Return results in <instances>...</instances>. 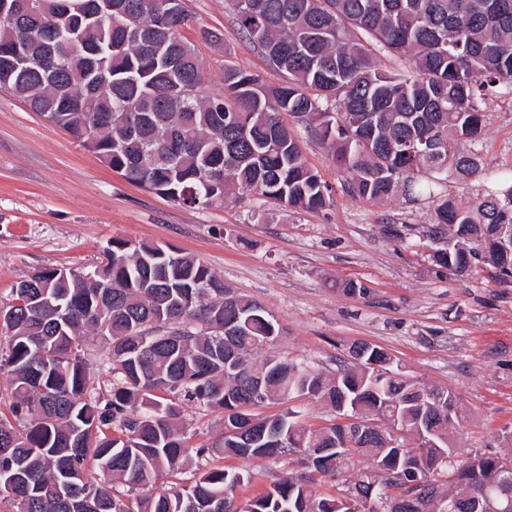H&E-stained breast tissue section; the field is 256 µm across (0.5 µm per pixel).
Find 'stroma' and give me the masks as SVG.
I'll use <instances>...</instances> for the list:
<instances>
[{
	"instance_id": "1",
	"label": "stroma",
	"mask_w": 512,
	"mask_h": 512,
	"mask_svg": "<svg viewBox=\"0 0 512 512\" xmlns=\"http://www.w3.org/2000/svg\"><path fill=\"white\" fill-rule=\"evenodd\" d=\"M186 4L190 20L181 35L203 63V95L223 89L228 62L277 81L260 50L239 35L226 0ZM483 112L474 145L480 173L440 181L432 198L400 192L380 203L348 194L328 146L287 118L308 164L335 191L333 207L315 213L249 193L209 207L174 203L126 181L0 93V307L38 269L96 265L112 239L169 245L275 316L282 331L272 354L331 375L350 344H373L403 374L462 399L470 418L456 437L459 459L503 453L499 434L512 430V278L497 280L483 264L471 276L448 273L435 264L427 235L438 197L469 207L495 182L512 181V92L490 97ZM348 280L367 285L368 294L345 293ZM290 411L313 426L335 417L324 400L305 396L260 409ZM223 465L253 476L236 492L241 508L298 467L268 458Z\"/></svg>"
}]
</instances>
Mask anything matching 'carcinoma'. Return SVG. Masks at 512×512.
<instances>
[{"mask_svg": "<svg viewBox=\"0 0 512 512\" xmlns=\"http://www.w3.org/2000/svg\"><path fill=\"white\" fill-rule=\"evenodd\" d=\"M17 2L0 0V90L127 181L190 207L244 192L314 212L333 205L282 112L329 146L350 194L430 195L432 172H479L478 154L450 141H475L481 103L512 88V0H229L240 34L282 79L229 66L224 91L205 97L203 64L180 35L184 0H121L116 12L28 0L27 14L6 20ZM381 53L404 73L379 68ZM433 224L493 237L512 225V185L472 208L441 198ZM477 251L460 236L434 261L450 270ZM279 334L256 300L167 245L117 239L89 270L33 272L0 325L12 398L11 418L0 416V498L12 512H352L368 500L365 512H452L455 497L482 492L512 512L508 455L457 458L468 409L456 399L448 421L451 391L397 369L365 372L389 357L363 343L328 379L267 354ZM90 338L106 348V394L91 380ZM302 395L383 428L357 439L351 426L253 413ZM189 404L223 415L215 442L195 444L179 426ZM293 454L298 470L233 508L250 476L214 458ZM358 457L369 466L344 492L318 490L315 475L334 478ZM193 459L192 483L157 487Z\"/></svg>", "mask_w": 512, "mask_h": 512, "instance_id": "cac0c4a2", "label": "carcinoma"}]
</instances>
